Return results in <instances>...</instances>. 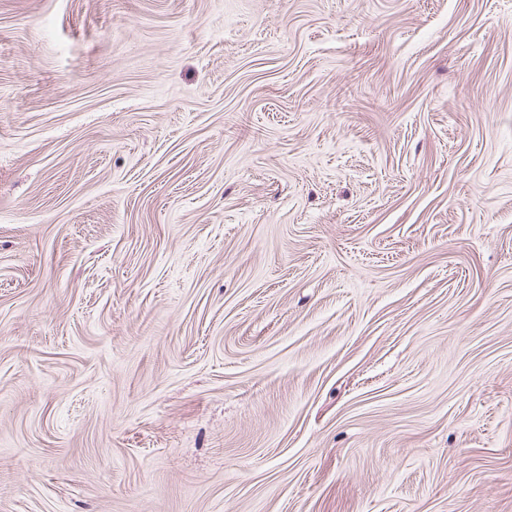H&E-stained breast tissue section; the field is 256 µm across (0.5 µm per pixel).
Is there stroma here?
Here are the masks:
<instances>
[{
	"label": "stroma",
	"mask_w": 512,
	"mask_h": 512,
	"mask_svg": "<svg viewBox=\"0 0 512 512\" xmlns=\"http://www.w3.org/2000/svg\"><path fill=\"white\" fill-rule=\"evenodd\" d=\"M0 512H512V0H0Z\"/></svg>",
	"instance_id": "35a3bbf8"
}]
</instances>
